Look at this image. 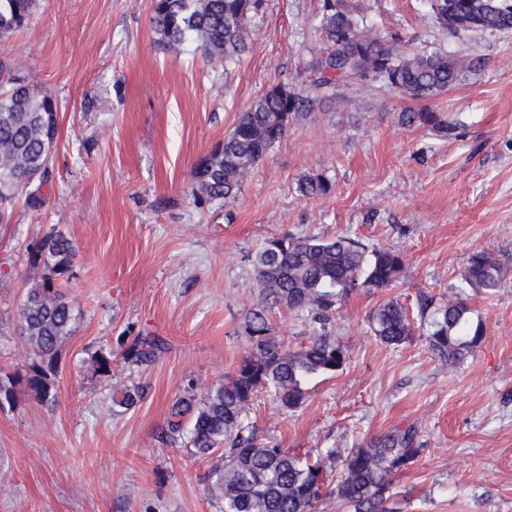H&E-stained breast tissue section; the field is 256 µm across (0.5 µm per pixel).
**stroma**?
<instances>
[{
	"label": "stroma",
	"mask_w": 512,
	"mask_h": 512,
	"mask_svg": "<svg viewBox=\"0 0 512 512\" xmlns=\"http://www.w3.org/2000/svg\"><path fill=\"white\" fill-rule=\"evenodd\" d=\"M380 37L470 61L447 92L416 99L366 80L340 85L292 122L236 196L206 205L192 169L268 89H308L322 0H264L237 62H208L196 44L171 53L151 28L153 0H35L0 58L59 106L46 180H34L0 223V368L23 371L30 351L21 307L34 284L29 248L61 232L77 250L65 291L78 314L61 348L55 407L18 393L0 408V512H221L208 465L167 443L172 402L189 381L233 373L255 289L254 253L268 235H346L404 260L386 288L359 287L326 329L348 362L310 381L301 408L258 394L245 433L298 453L349 448L408 426L421 452L393 483L397 512H512V33L448 34L430 0H356ZM438 113L453 136L407 126L403 112ZM330 194L303 196V179ZM40 206H31V198ZM490 253L508 280L471 293L485 336L445 368L415 335L382 344L367 317L391 299L417 314L446 296L469 255ZM273 330L289 347L318 326L285 307ZM164 347L147 368L85 360L135 336ZM147 386L117 413L112 390Z\"/></svg>",
	"instance_id": "1"
}]
</instances>
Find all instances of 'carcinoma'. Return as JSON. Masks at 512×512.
Wrapping results in <instances>:
<instances>
[{"label": "carcinoma", "mask_w": 512, "mask_h": 512, "mask_svg": "<svg viewBox=\"0 0 512 512\" xmlns=\"http://www.w3.org/2000/svg\"><path fill=\"white\" fill-rule=\"evenodd\" d=\"M33 4L34 0H0V39L24 26ZM262 5L263 0H153L151 26L167 51L194 42L208 60L228 64L247 47L248 19ZM432 9L435 25L452 33L512 31V0H432ZM319 29L323 39L312 65V84L319 89L370 74L395 92L432 99L447 92L467 67L446 53L403 48L369 33L365 17L348 0H323ZM17 71L15 63L0 61V82L9 85L0 95V223L21 185L47 172L59 132L56 100ZM313 104L303 91L284 84L254 100L224 142L194 165V200L202 205L234 197L244 177ZM401 122L453 132L436 112H404ZM300 190L308 197L323 196L332 185L308 179ZM75 258L72 241L58 232L30 248L31 267L44 268L21 310V330L31 356L25 374L0 375V400L14 403L21 385L41 404L57 403L60 351L76 321L60 279L69 274ZM254 266L256 290L244 327L251 350L224 380L193 381L171 404L169 442L190 447L207 461L203 480L223 512H319L329 498L352 506L354 512H391L386 503L394 477L410 468L420 453L414 428L314 456L261 445L254 434H242L240 419L259 392L294 411L308 398L309 379L343 369L347 350L325 332L327 321L354 288L391 286L403 259L393 251L368 252L344 235H273L262 242ZM506 284V273L489 253L470 254L458 286L423 333L442 365H461L484 338L483 326L470 319L468 291L492 296ZM278 307L311 316L320 331L295 349L285 346L270 323V314ZM368 325L380 342L390 346L406 342L415 330L414 319L398 300L374 309ZM160 347L155 337L136 336L122 351L100 349L89 355L88 362L95 373L110 376L115 358L147 367ZM144 392L138 383L118 386L112 406L127 411Z\"/></svg>", "instance_id": "carcinoma-1"}]
</instances>
